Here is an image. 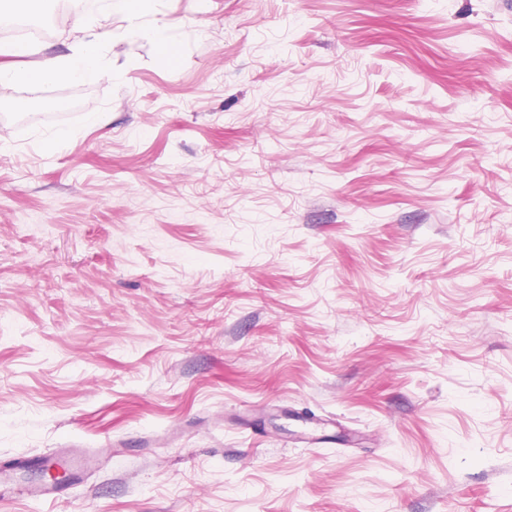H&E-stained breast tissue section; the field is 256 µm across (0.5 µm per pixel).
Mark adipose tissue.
Masks as SVG:
<instances>
[{
    "label": "adipose tissue",
    "instance_id": "1",
    "mask_svg": "<svg viewBox=\"0 0 512 512\" xmlns=\"http://www.w3.org/2000/svg\"><path fill=\"white\" fill-rule=\"evenodd\" d=\"M111 36L112 33L108 30L89 31L81 46L64 61L49 57L32 69L0 67V83L62 80L82 84L97 80L104 74L99 62L98 47Z\"/></svg>",
    "mask_w": 512,
    "mask_h": 512
}]
</instances>
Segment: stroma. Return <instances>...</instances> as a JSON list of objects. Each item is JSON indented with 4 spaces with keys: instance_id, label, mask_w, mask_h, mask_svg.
Listing matches in <instances>:
<instances>
[{
    "instance_id": "stroma-1",
    "label": "stroma",
    "mask_w": 512,
    "mask_h": 512,
    "mask_svg": "<svg viewBox=\"0 0 512 512\" xmlns=\"http://www.w3.org/2000/svg\"><path fill=\"white\" fill-rule=\"evenodd\" d=\"M75 19L0 16L115 73L0 84V512H512V0Z\"/></svg>"
}]
</instances>
